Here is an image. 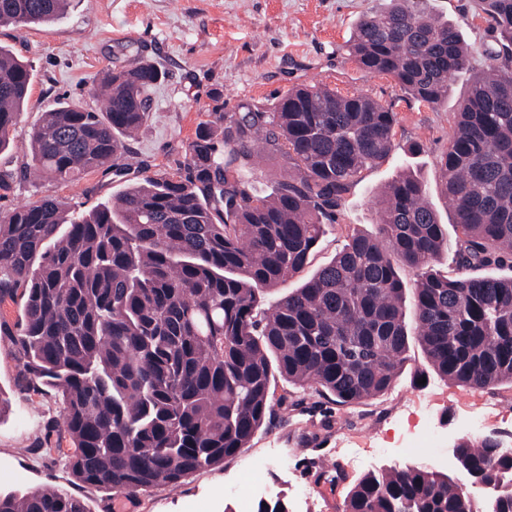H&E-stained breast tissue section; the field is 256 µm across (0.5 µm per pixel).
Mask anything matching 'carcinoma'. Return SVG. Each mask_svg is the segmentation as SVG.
<instances>
[{
    "label": "carcinoma",
    "instance_id": "cac0c4a2",
    "mask_svg": "<svg viewBox=\"0 0 512 512\" xmlns=\"http://www.w3.org/2000/svg\"><path fill=\"white\" fill-rule=\"evenodd\" d=\"M66 0H0V23L58 19ZM499 34L474 77L440 159L456 240L419 178L389 186L376 234H352L300 287L265 305L266 291L301 273L361 172L394 148L397 114L326 85L288 89L202 126L184 173L147 176L115 204L72 214L52 196L0 214V304L24 299L9 332L28 390L61 403L66 469L116 493L177 487L247 448L274 413L276 381L340 405L395 387L410 342L443 379L476 390L512 385V0H481ZM366 72L416 101L448 99L471 68L457 27L420 0H388L362 16L349 45ZM163 74L141 61L105 74L100 112L65 100L41 113L31 166L74 182L117 169L124 139L148 116L143 94ZM32 71L0 46V153L10 145ZM285 152L296 173L255 193L253 143ZM459 275L435 262L448 249ZM415 272L406 287L399 269ZM412 294L413 330L406 318ZM457 470L497 488L488 512H512V455L502 442L460 445ZM0 512H87L59 487L0 493ZM345 512H475L448 474L424 466L369 472Z\"/></svg>",
    "mask_w": 512,
    "mask_h": 512
}]
</instances>
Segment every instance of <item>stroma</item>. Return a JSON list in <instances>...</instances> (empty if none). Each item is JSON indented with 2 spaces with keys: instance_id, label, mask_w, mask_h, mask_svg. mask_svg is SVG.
<instances>
[{
  "instance_id": "obj_1",
  "label": "stroma",
  "mask_w": 512,
  "mask_h": 512,
  "mask_svg": "<svg viewBox=\"0 0 512 512\" xmlns=\"http://www.w3.org/2000/svg\"><path fill=\"white\" fill-rule=\"evenodd\" d=\"M478 0H424L431 14L454 24L474 51L473 69L454 75L448 100L431 107L407 96L387 76L366 73L348 53V40L366 13L386 0H69L61 19L0 26V45L26 61L34 74L0 171L12 188L0 212L51 195L74 212H87L156 173L182 170L189 143L201 123L238 112L241 105L272 106L288 88L323 83L344 93H364L397 114L395 147L382 163L366 168L336 212V222L315 247L305 274L328 263L357 231L375 232L388 185L418 175L441 223L453 224L439 160L448 147L457 112L473 72L486 69L497 34ZM144 60L164 71L147 92L150 112L137 138L128 142L121 171L95 169L76 183H58L29 171L28 133L59 99L102 106L90 89L103 75ZM290 167L282 154L255 149L249 175L260 195L271 194ZM425 383H418L417 373ZM282 403L248 448L219 468L196 473L178 489L160 486L136 496L95 489L71 478L60 454L35 447L48 434L47 420L60 416L53 396L29 393L14 348L0 335V492L59 486L80 498L88 512H239L226 490L252 460L268 459L266 486L258 501H283L288 512H343L346 497L364 474L393 465L418 464L456 474L453 442L468 436L471 418L485 416L484 434L512 439V387L473 390L437 377L419 347H412L395 388L358 405L302 396L278 381ZM434 429L429 455L411 450L417 425ZM346 453H338L337 439ZM344 477L327 481L334 469Z\"/></svg>"
}]
</instances>
